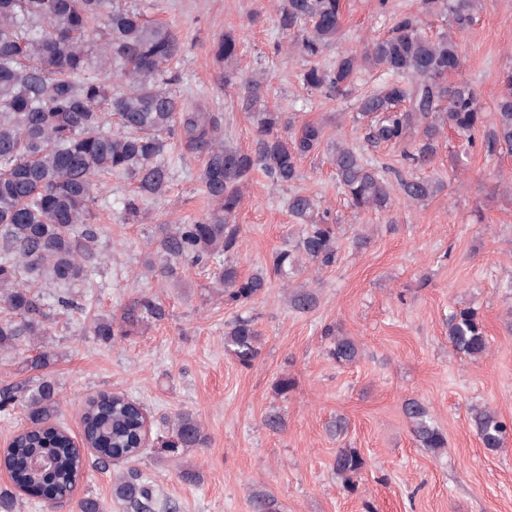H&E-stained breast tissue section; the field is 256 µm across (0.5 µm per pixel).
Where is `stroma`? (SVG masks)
<instances>
[{"label":"stroma","instance_id":"obj_1","mask_svg":"<svg viewBox=\"0 0 512 512\" xmlns=\"http://www.w3.org/2000/svg\"><path fill=\"white\" fill-rule=\"evenodd\" d=\"M140 2L148 19L174 26L181 38L178 95L220 116L232 146L247 150L254 142L236 98L238 82L259 67L271 89L266 105L280 104L300 120L326 124L329 137L362 145L355 96L308 93L300 80L306 58L277 51L282 37L271 0ZM400 12L419 14L430 36L448 31L447 15L422 13L420 0H389L383 9L378 0H344L341 33L320 63L371 45ZM229 30L239 49L227 62L214 46ZM458 43L465 63L449 82L468 84L483 111H493L512 70V0H477L475 22ZM440 141L425 174L443 181L444 191L418 203L397 193L381 212L354 213L325 147L301 161L292 186L254 173L237 216L242 244L232 259L241 274L269 267L276 250L301 236L287 208L293 191L330 209L340 249L334 266L272 280L245 308L262 336L261 354L248 368L224 349V324L236 311L215 288L213 267L184 268L171 281L156 272L159 225L191 222L210 207L197 179L199 161L176 165L166 194L143 201L133 221L119 204L133 184L113 181L93 208L96 258L87 264L84 302L90 313L109 317L148 294L164 304L165 319L105 342L87 320L53 316L47 336L0 355V386L53 379L63 396L60 424L76 438L88 398L119 392L142 404L152 442L134 466L159 491L154 512H251L256 491L273 494L280 512H512V431L502 448L488 451L470 415L471 407L485 406L512 428V331L505 325L512 314V156L468 147L465 135L451 130ZM360 235L369 242L358 249ZM303 288L317 304L299 312L287 294ZM468 307L478 312L490 345L476 360L448 344L449 313ZM330 325L359 343L355 364L328 359L323 331ZM43 350L52 355L49 364L27 367L26 358ZM283 376L294 387L280 396L274 385ZM409 398L424 403L445 433L440 453L416 443L402 410ZM272 411L285 421L276 432L264 424ZM181 412L201 424L204 447H163V417ZM338 417L347 428L334 439L326 426ZM341 447L365 460L350 492L332 472ZM185 469L200 481L182 478ZM114 471L86 466L76 500L53 511L26 495L18 512H77L85 496L99 499L104 512H123L112 499Z\"/></svg>","mask_w":512,"mask_h":512}]
</instances>
